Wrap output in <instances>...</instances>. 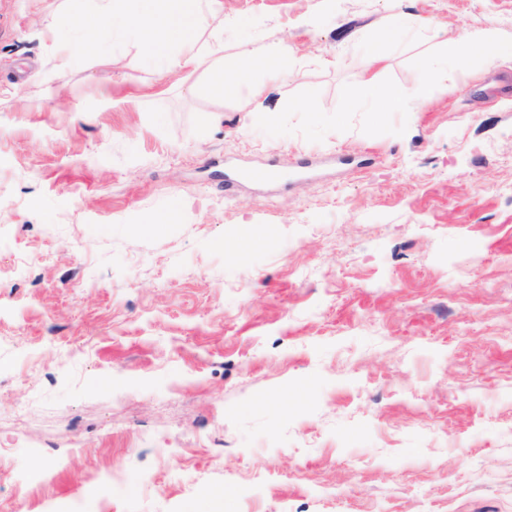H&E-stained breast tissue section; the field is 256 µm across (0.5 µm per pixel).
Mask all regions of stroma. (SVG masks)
<instances>
[{
  "mask_svg": "<svg viewBox=\"0 0 512 512\" xmlns=\"http://www.w3.org/2000/svg\"><path fill=\"white\" fill-rule=\"evenodd\" d=\"M222 2L294 64L220 107L0 0V506L512 512V57L437 61L512 0ZM380 60L381 57L378 54L369 59V64L360 75L358 83L368 88L374 96L382 98L386 102L389 111H398L406 105L411 93L408 89L402 87L385 89L377 83L376 75L372 73V69Z\"/></svg>",
  "mask_w": 512,
  "mask_h": 512,
  "instance_id": "35a3bbf8",
  "label": "stroma"
}]
</instances>
